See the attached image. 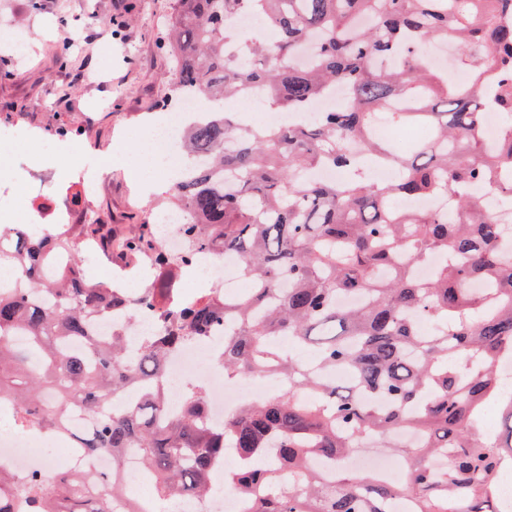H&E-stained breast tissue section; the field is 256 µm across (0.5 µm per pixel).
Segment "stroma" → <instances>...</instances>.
Listing matches in <instances>:
<instances>
[{"label":"stroma","mask_w":512,"mask_h":512,"mask_svg":"<svg viewBox=\"0 0 512 512\" xmlns=\"http://www.w3.org/2000/svg\"><path fill=\"white\" fill-rule=\"evenodd\" d=\"M177 0H0V20L23 28L32 56L0 51V129L20 123L37 136L26 155L37 166L40 140L64 155L66 139L83 142L104 169L90 213L128 234L163 207V194L138 185L139 140L130 136L153 112H165L175 79L163 37ZM91 39L59 64L64 38Z\"/></svg>","instance_id":"stroma-1"}]
</instances>
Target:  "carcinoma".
<instances>
[{
    "instance_id": "obj_1",
    "label": "carcinoma",
    "mask_w": 512,
    "mask_h": 512,
    "mask_svg": "<svg viewBox=\"0 0 512 512\" xmlns=\"http://www.w3.org/2000/svg\"><path fill=\"white\" fill-rule=\"evenodd\" d=\"M507 11L512 0H178L165 42L178 74L173 97L218 104L181 135L186 164L168 208L189 216L179 229L185 252L171 255L154 224L124 237V253L158 271L133 299L86 281L72 248L81 237L108 252V225L0 229V264L19 268L14 286L0 288V399L15 401L19 423L109 453L115 465L134 450L164 499L214 492L212 476L231 450L237 465L224 483L248 499V512H363L361 488L369 512L398 495L412 497L416 512H496L512 462V392L500 377L512 351V241H501L498 215L469 187L512 204ZM246 13L268 21L275 40L234 25ZM432 41L455 45L467 83L448 82L423 51ZM309 44L315 62L306 65ZM339 83L348 97L305 118ZM257 93L295 122L269 132L224 110V100ZM485 113L501 121L494 143ZM383 114L395 125H427L431 141L397 155L372 135ZM377 164L395 168V178L370 181L366 170ZM323 168L353 175L310 177ZM439 194L453 198L452 216L406 206ZM196 253L237 259L254 287L181 299L172 268ZM432 253L441 262L431 277L415 278ZM352 295L361 304L337 305ZM147 307L156 333L142 337L133 359L122 334L89 331L109 309L135 320ZM223 324L215 360L224 371L277 373L288 386L221 426L201 422L205 395L196 387L168 412L169 356ZM16 331L29 336L28 349L8 344ZM282 336L313 348L314 366L278 349ZM338 368L355 388L329 377ZM368 389L385 404L364 403ZM490 403L501 428L488 436L481 419ZM72 407L91 422L69 434ZM398 430L418 433L421 444H398ZM367 435L386 439L406 483L312 467L340 462ZM22 495L23 512H145L115 476L72 468L51 481L29 478Z\"/></svg>"
}]
</instances>
